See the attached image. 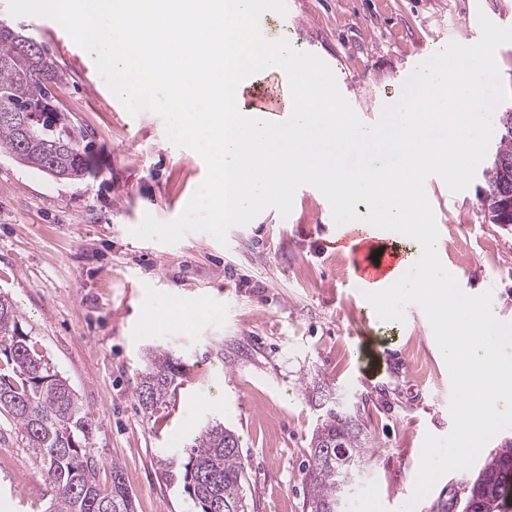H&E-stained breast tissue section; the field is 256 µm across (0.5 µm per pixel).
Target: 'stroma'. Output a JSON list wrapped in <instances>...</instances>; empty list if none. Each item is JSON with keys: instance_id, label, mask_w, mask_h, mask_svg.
<instances>
[{"instance_id": "35a3bbf8", "label": "stroma", "mask_w": 512, "mask_h": 512, "mask_svg": "<svg viewBox=\"0 0 512 512\" xmlns=\"http://www.w3.org/2000/svg\"><path fill=\"white\" fill-rule=\"evenodd\" d=\"M481 8L512 27V0H293L268 15L269 40L329 60L359 118L376 123L417 53L459 41V22ZM0 21L33 37L61 76L58 112L85 132L91 172L58 180L0 152V293L18 306L35 349L92 415L96 481L120 468L135 512H184L190 498L158 460L180 453L216 418L240 438L250 512H303V470L318 412L314 385L357 408L371 458L346 512H397L410 500L425 434L447 435L451 381L418 306L380 320L345 251L327 199L300 187L289 216L273 208L228 232L169 245L130 233L144 215L169 222L206 175L201 157L167 141L163 119L130 115L99 78L93 55L54 34L55 20ZM425 190L437 252L461 289L492 291L495 317L512 323V224L491 223L476 186L451 193L439 177ZM168 295L178 315H156ZM149 351L188 369L167 407L147 414L134 393ZM51 494L11 415L0 409V512H49Z\"/></svg>"}]
</instances>
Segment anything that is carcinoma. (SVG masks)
Segmentation results:
<instances>
[{
	"instance_id": "carcinoma-1",
	"label": "carcinoma",
	"mask_w": 512,
	"mask_h": 512,
	"mask_svg": "<svg viewBox=\"0 0 512 512\" xmlns=\"http://www.w3.org/2000/svg\"><path fill=\"white\" fill-rule=\"evenodd\" d=\"M59 83L54 63L34 61L14 36L0 29V102L15 110L17 121L0 119V151L20 166L52 178H82L87 159L80 141L85 135L68 123L36 125L31 136L20 134L19 121L52 107ZM502 132L494 158L483 170L482 206L491 222L493 207L503 190L512 191V112L500 115ZM14 303L0 295V408L8 411L23 433L25 447L40 465L52 494L50 512H134L132 494L119 467H112V487L95 481L97 460L89 448L92 428L88 410L49 360L31 344ZM184 374V364L170 354H149L138 373L134 392L146 412L165 406ZM321 413L309 442V461L303 476L307 488L306 512H344L353 479L365 467L369 445L367 428L359 414L339 405L318 404ZM493 451L477 475H467L440 493L434 512H451L455 498L470 503L472 512H502L496 475L504 461H512V441ZM158 464L166 479L182 485L201 512H248L244 494L247 469L239 437L219 421L205 426L185 453L162 457Z\"/></svg>"
}]
</instances>
